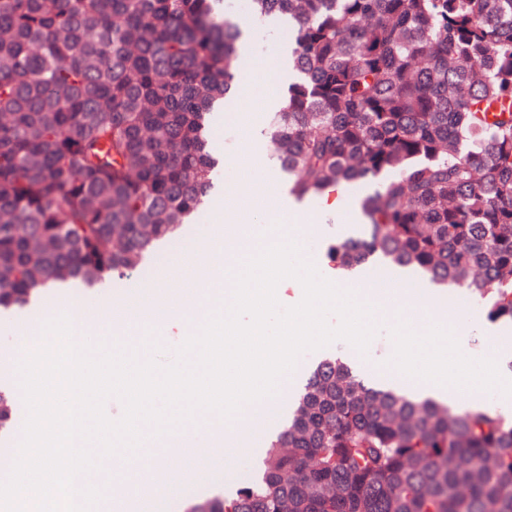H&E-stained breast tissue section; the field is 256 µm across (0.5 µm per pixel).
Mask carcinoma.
Masks as SVG:
<instances>
[{"label":"carcinoma","mask_w":512,"mask_h":512,"mask_svg":"<svg viewBox=\"0 0 512 512\" xmlns=\"http://www.w3.org/2000/svg\"><path fill=\"white\" fill-rule=\"evenodd\" d=\"M293 32L264 135L288 191L370 180L335 270L411 267L512 324V0H251ZM223 0H0V310L134 273L207 203L239 76ZM15 393L0 390V433ZM211 512H512V419L312 367L262 476Z\"/></svg>","instance_id":"cac0c4a2"}]
</instances>
